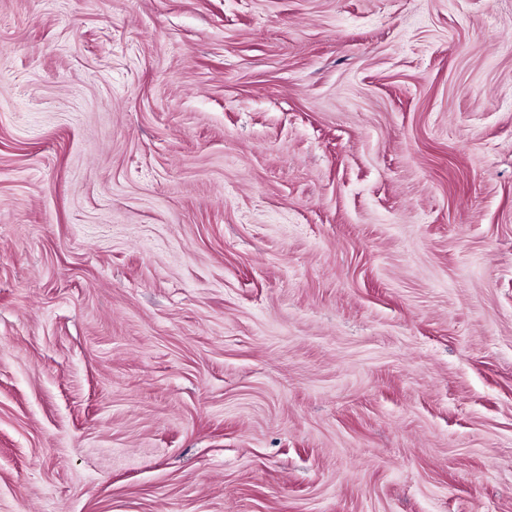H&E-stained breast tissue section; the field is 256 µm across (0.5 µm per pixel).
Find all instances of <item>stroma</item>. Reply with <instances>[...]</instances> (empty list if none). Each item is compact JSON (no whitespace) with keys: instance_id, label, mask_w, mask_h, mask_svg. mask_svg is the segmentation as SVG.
Returning <instances> with one entry per match:
<instances>
[{"instance_id":"1","label":"stroma","mask_w":512,"mask_h":512,"mask_svg":"<svg viewBox=\"0 0 512 512\" xmlns=\"http://www.w3.org/2000/svg\"><path fill=\"white\" fill-rule=\"evenodd\" d=\"M0 512H512V0H0Z\"/></svg>"}]
</instances>
